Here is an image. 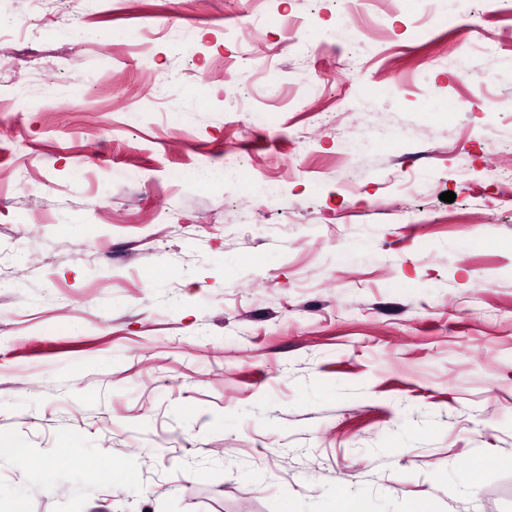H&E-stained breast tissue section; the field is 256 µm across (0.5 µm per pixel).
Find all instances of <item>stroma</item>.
Instances as JSON below:
<instances>
[{
    "instance_id": "35a3bbf8",
    "label": "stroma",
    "mask_w": 512,
    "mask_h": 512,
    "mask_svg": "<svg viewBox=\"0 0 512 512\" xmlns=\"http://www.w3.org/2000/svg\"><path fill=\"white\" fill-rule=\"evenodd\" d=\"M69 2L0 0V512H512L503 0Z\"/></svg>"
}]
</instances>
